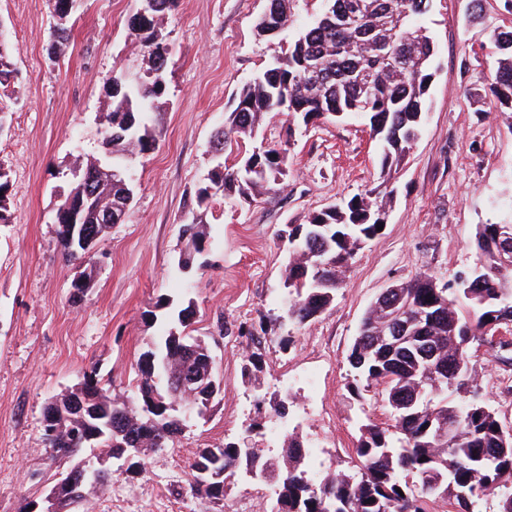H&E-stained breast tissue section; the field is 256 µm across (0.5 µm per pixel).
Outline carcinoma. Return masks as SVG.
<instances>
[{"label": "carcinoma", "instance_id": "carcinoma-1", "mask_svg": "<svg viewBox=\"0 0 512 512\" xmlns=\"http://www.w3.org/2000/svg\"><path fill=\"white\" fill-rule=\"evenodd\" d=\"M154 14L143 24L150 66L138 82L112 79V105L105 114L112 166L90 160L69 194L96 192L76 231L98 240L118 224L130 205L129 182L112 174L118 160L154 147L147 114L165 94L170 57L161 26L176 0H154ZM292 0H269L256 27L288 28ZM432 0H321V9L297 33L287 50L236 93V106L215 135L222 153L238 139L257 140L266 118L286 114L304 125L334 117H362L382 144L381 175L389 178L420 134L434 75L435 45L420 24ZM502 55L490 84L492 96L512 112V30L493 36ZM397 51L400 66L386 68L383 54ZM373 73L370 96L358 83L361 72ZM8 48L0 28V85L11 76ZM213 188L243 201L267 186L284 185L288 152L261 145L237 150L233 163L218 162ZM388 194L356 195L313 213L305 224H287L278 237L288 242L284 286L288 322L304 326L330 308L343 287L357 251L379 234L376 208ZM192 249L179 255L178 267L192 265L207 237L206 226L186 225ZM497 225L483 224L476 235L477 262L466 283L440 284L419 273L378 296L364 313L348 356L352 392L379 390L389 418L360 427L354 448L355 468L327 474L317 485L304 469L300 442L288 440L279 460L262 449L238 443L207 445L190 463V491L217 502L241 478L274 481L279 494L264 512H432L430 503L447 500L455 512H474L481 497L497 496L496 512H512V424L479 393L469 368L468 350L488 344L498 359L512 365V341L493 342L494 329L512 324V267L503 268L495 245ZM60 250L79 258L68 224L58 225ZM163 332L138 360L135 392H110L96 371L69 393L52 399L44 420L55 434L45 435L52 461L63 478L51 492L57 512L86 499L90 488H105L112 471L103 457H137L151 448H166L182 431L186 417L204 415L215 400L208 343L189 330L190 307L174 313L157 302Z\"/></svg>", "mask_w": 512, "mask_h": 512}]
</instances>
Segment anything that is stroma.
I'll return each mask as SVG.
<instances>
[{"mask_svg": "<svg viewBox=\"0 0 512 512\" xmlns=\"http://www.w3.org/2000/svg\"><path fill=\"white\" fill-rule=\"evenodd\" d=\"M469 0H433L423 24L436 56L421 135L390 183L393 197L380 235L364 244L335 303L279 342L287 224L377 187L381 146L367 121L323 119L313 126L276 115L268 133L289 137L290 176L245 203L216 194L198 202L216 163L213 137L235 106L239 88L282 49L259 35L268 0H178L163 33L172 49L166 92L149 113L156 146L127 164L133 200L121 223L97 241L90 260L60 252L55 210L72 174L105 158L103 115L112 78L149 67L132 25L139 0H76L68 45L52 46L53 0H0L11 46L12 79L0 91V167L9 174L10 221L0 224V512H40L55 472L43 436L44 409L87 372L130 393L137 360L159 331L151 320L159 297L192 307L195 335L220 337L221 398L187 422L174 447L147 451L144 472L113 475L89 495V512H238L264 497L266 485L238 482L223 505L191 494L188 464L197 448L251 434L261 448L278 443L268 421L287 401L294 434L320 441L311 460L318 476L349 468L360 425L386 420L378 396L355 399L347 361L361 318L386 288L427 272L454 280L476 261L483 224H512V112L489 91L497 64L481 53L494 33L512 28L504 0H484L469 21ZM208 232L192 268L177 266L188 247L184 225ZM84 282L73 303L76 282ZM262 324L248 339L242 325ZM260 351L258 385L242 376L246 353ZM469 366L484 396L512 421V369L489 346H472ZM315 374L307 392L295 377Z\"/></svg>", "mask_w": 512, "mask_h": 512, "instance_id": "1", "label": "stroma"}]
</instances>
